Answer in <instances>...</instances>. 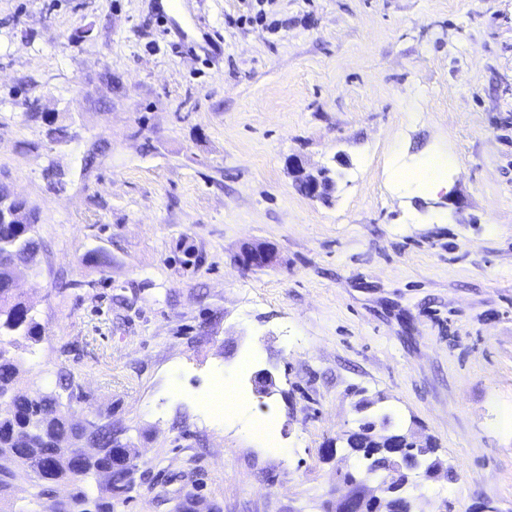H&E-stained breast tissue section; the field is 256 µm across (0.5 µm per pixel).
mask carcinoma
Wrapping results in <instances>:
<instances>
[{
    "mask_svg": "<svg viewBox=\"0 0 512 512\" xmlns=\"http://www.w3.org/2000/svg\"><path fill=\"white\" fill-rule=\"evenodd\" d=\"M37 216L0 189V512H115L135 488V475L121 467L137 456L131 447L112 452V432L95 437L93 446L105 449L91 463H84L61 447L82 437L73 401L81 398L79 386L70 374L57 373L54 389L28 391L17 386L22 357L13 351L19 340L38 342L41 326L33 306L13 288L14 260L27 259L28 267L38 263L41 242L36 232ZM369 402L357 406L358 427L345 439L348 454L360 459L358 467L340 476L342 483L385 484L402 466L419 465L428 475L444 467L436 444L425 439L421 445H407L406 456L397 458L387 448L372 446L370 431L384 426L399 439L413 436L394 428L388 414L368 412ZM23 465L31 478L28 503L18 506L13 499L14 477ZM61 486L71 487L68 497L59 496Z\"/></svg>",
    "mask_w": 512,
    "mask_h": 512,
    "instance_id": "1",
    "label": "carcinoma"
}]
</instances>
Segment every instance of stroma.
I'll return each instance as SVG.
<instances>
[{
    "label": "stroma",
    "instance_id": "35a3bbf8",
    "mask_svg": "<svg viewBox=\"0 0 512 512\" xmlns=\"http://www.w3.org/2000/svg\"><path fill=\"white\" fill-rule=\"evenodd\" d=\"M0 186L42 243L19 384L125 430L117 512H320L363 398L452 468L416 512H512V0H0ZM288 168L307 183L306 195L315 199H319L322 196L324 192V182L319 173L317 175L306 173L299 162L294 158L288 159ZM441 165L438 159L430 160L419 169L400 170L397 173L399 180L406 186L426 185V188H436L438 184L436 170ZM276 257V253L271 248L254 245L244 249L239 262L246 268L260 270L273 266L277 261Z\"/></svg>",
    "mask_w": 512,
    "mask_h": 512
}]
</instances>
